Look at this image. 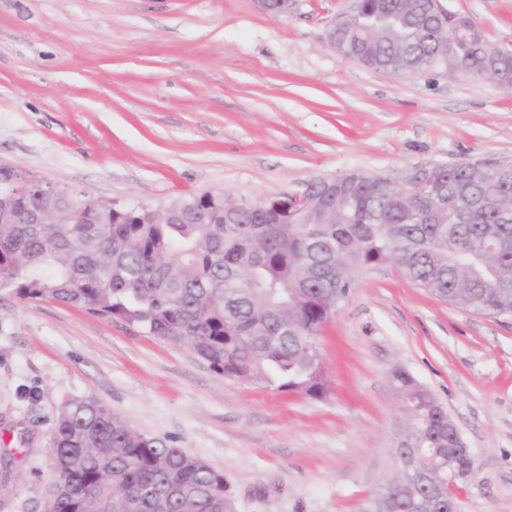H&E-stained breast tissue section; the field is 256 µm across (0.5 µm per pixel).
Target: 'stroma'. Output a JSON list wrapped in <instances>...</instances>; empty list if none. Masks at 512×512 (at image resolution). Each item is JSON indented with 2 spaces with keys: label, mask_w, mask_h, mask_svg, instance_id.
<instances>
[{
  "label": "stroma",
  "mask_w": 512,
  "mask_h": 512,
  "mask_svg": "<svg viewBox=\"0 0 512 512\" xmlns=\"http://www.w3.org/2000/svg\"><path fill=\"white\" fill-rule=\"evenodd\" d=\"M512 44V0H443ZM349 0H0V161L104 202L223 190L256 201L353 169L512 158V92L444 67L390 76L326 41ZM327 325L329 393L213 372L189 350L70 306L0 295V512H41L50 436L96 398L223 473L237 512H363L396 471L400 366L475 459L461 512H512V315L361 271Z\"/></svg>",
  "instance_id": "35a3bbf8"
}]
</instances>
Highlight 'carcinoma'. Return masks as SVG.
I'll return each instance as SVG.
<instances>
[{
  "mask_svg": "<svg viewBox=\"0 0 512 512\" xmlns=\"http://www.w3.org/2000/svg\"><path fill=\"white\" fill-rule=\"evenodd\" d=\"M433 0H363L330 31L336 50L391 76L415 74L458 45L448 68L512 86V49L488 43ZM504 159L418 174L406 191L360 169L336 191L285 194L247 209L224 191L156 207L96 205L57 183L26 193L0 167V294L56 301L189 349L214 372L321 398L329 382L324 325L359 271L390 265L450 305L512 314V180ZM57 224H30L37 210ZM77 213L78 224L67 223ZM402 415L395 451L424 454L417 478L398 468L364 512H460L471 461L452 450L448 412L402 367L390 374ZM54 477L42 512H225L224 474L128 427L96 399L58 411Z\"/></svg>",
  "mask_w": 512,
  "mask_h": 512,
  "instance_id": "carcinoma-1",
  "label": "carcinoma"
}]
</instances>
